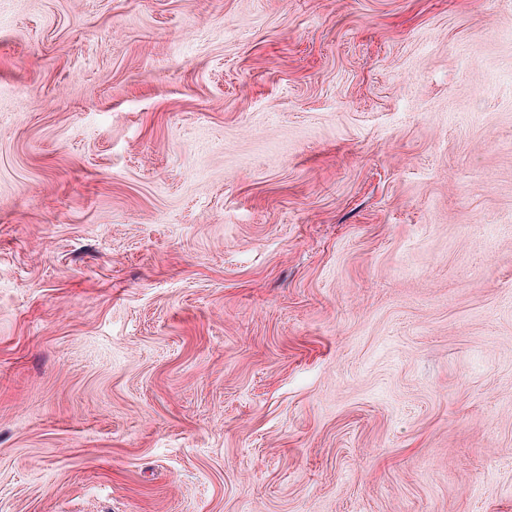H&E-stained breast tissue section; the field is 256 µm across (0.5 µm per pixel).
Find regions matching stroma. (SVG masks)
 Here are the masks:
<instances>
[{"mask_svg": "<svg viewBox=\"0 0 512 512\" xmlns=\"http://www.w3.org/2000/svg\"><path fill=\"white\" fill-rule=\"evenodd\" d=\"M0 512H512V0H0Z\"/></svg>", "mask_w": 512, "mask_h": 512, "instance_id": "35a3bbf8", "label": "stroma"}]
</instances>
